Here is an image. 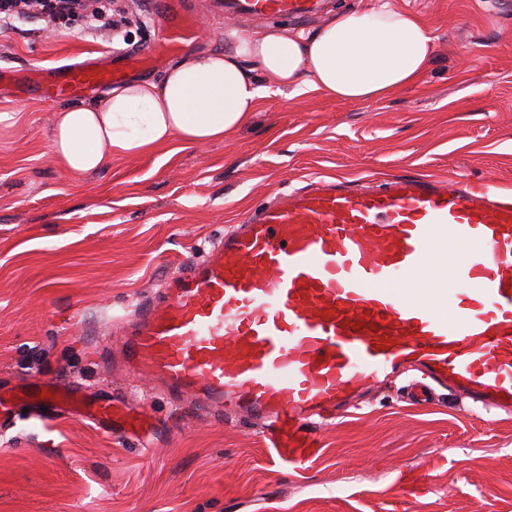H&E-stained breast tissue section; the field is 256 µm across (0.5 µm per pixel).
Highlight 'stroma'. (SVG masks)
<instances>
[{
    "label": "stroma",
    "mask_w": 512,
    "mask_h": 512,
    "mask_svg": "<svg viewBox=\"0 0 512 512\" xmlns=\"http://www.w3.org/2000/svg\"><path fill=\"white\" fill-rule=\"evenodd\" d=\"M313 17L262 20L198 12L196 49L229 32L321 27ZM422 17L433 61L414 85L369 103L318 92L263 101L224 140L115 158L81 178L54 159L66 99H18L0 127V390L60 377L94 397H142L163 426L141 444L81 419L16 411L0 427V512H512V414L449 389L408 402L409 375L322 426L305 461L270 448L259 426L224 421L127 376L106 358L119 315L153 296L248 209L309 178L434 175L512 189V0H395ZM114 31L16 23L0 31V67H49L103 50L161 49L141 0H103Z\"/></svg>",
    "instance_id": "35a3bbf8"
}]
</instances>
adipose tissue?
Masks as SVG:
<instances>
[{
    "label": "adipose tissue",
    "instance_id": "ef3b65f1",
    "mask_svg": "<svg viewBox=\"0 0 512 512\" xmlns=\"http://www.w3.org/2000/svg\"><path fill=\"white\" fill-rule=\"evenodd\" d=\"M433 38L394 0L332 16L312 33H231L150 82L115 85L96 104L57 112L51 151L72 176L178 141L200 146L244 126L264 99L312 91L355 103L385 98L429 67Z\"/></svg>",
    "mask_w": 512,
    "mask_h": 512
}]
</instances>
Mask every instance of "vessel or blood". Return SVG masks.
Returning a JSON list of instances; mask_svg holds the SVG:
<instances>
[{
  "label": "vessel or blood",
  "instance_id": "b4317fda",
  "mask_svg": "<svg viewBox=\"0 0 512 512\" xmlns=\"http://www.w3.org/2000/svg\"><path fill=\"white\" fill-rule=\"evenodd\" d=\"M322 0H212L225 16L316 15ZM170 51L196 39L184 0H156ZM159 64L152 49L39 70L0 68L20 96L76 99ZM467 242L455 264L449 239ZM425 275L428 297L396 288ZM126 373L225 418L260 425L272 447L306 457L311 429L391 374L412 367L411 394L453 389L512 411V191L398 176L379 185L311 179L247 212L205 257L122 317ZM45 419L80 417L102 433L149 430L144 409L118 411L72 383L40 377L0 397Z\"/></svg>",
  "mask_w": 512,
  "mask_h": 512
}]
</instances>
